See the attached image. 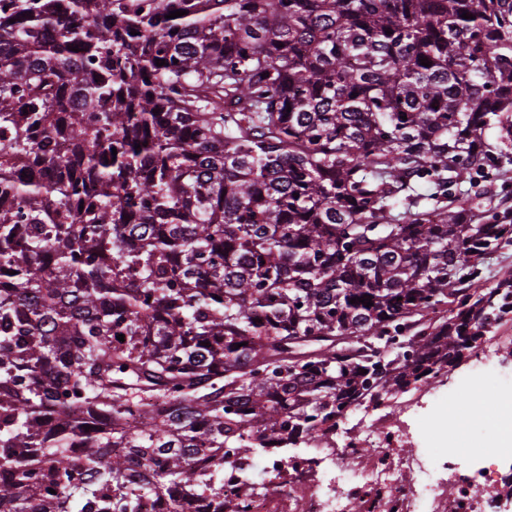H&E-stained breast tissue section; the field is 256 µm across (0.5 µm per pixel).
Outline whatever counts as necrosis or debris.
<instances>
[{
	"label": "necrosis or debris",
	"mask_w": 512,
	"mask_h": 512,
	"mask_svg": "<svg viewBox=\"0 0 512 512\" xmlns=\"http://www.w3.org/2000/svg\"><path fill=\"white\" fill-rule=\"evenodd\" d=\"M403 407L394 396L362 402L366 429L342 424L320 447L267 457L265 470L282 477L249 496L248 512H294L299 498L306 512H503L512 470L491 469L488 450L473 446L400 455ZM366 448L375 456L364 457Z\"/></svg>",
	"instance_id": "4bbe7bcc"
}]
</instances>
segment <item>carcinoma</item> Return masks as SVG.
I'll list each match as a JSON object with an SVG mask.
<instances>
[{
  "label": "carcinoma",
  "mask_w": 512,
  "mask_h": 512,
  "mask_svg": "<svg viewBox=\"0 0 512 512\" xmlns=\"http://www.w3.org/2000/svg\"><path fill=\"white\" fill-rule=\"evenodd\" d=\"M510 171L512 0H0V512H242L512 314ZM512 272V245L500 249L486 261V275L489 284L495 283L506 273Z\"/></svg>",
  "instance_id": "carcinoma-1"
}]
</instances>
